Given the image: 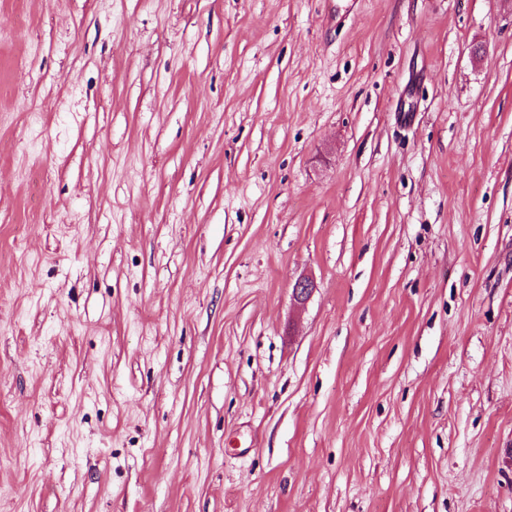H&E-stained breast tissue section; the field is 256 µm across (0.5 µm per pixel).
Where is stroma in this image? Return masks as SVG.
<instances>
[{
    "mask_svg": "<svg viewBox=\"0 0 512 512\" xmlns=\"http://www.w3.org/2000/svg\"><path fill=\"white\" fill-rule=\"evenodd\" d=\"M335 3L0 0V512H512V0Z\"/></svg>",
    "mask_w": 512,
    "mask_h": 512,
    "instance_id": "1",
    "label": "stroma"
}]
</instances>
